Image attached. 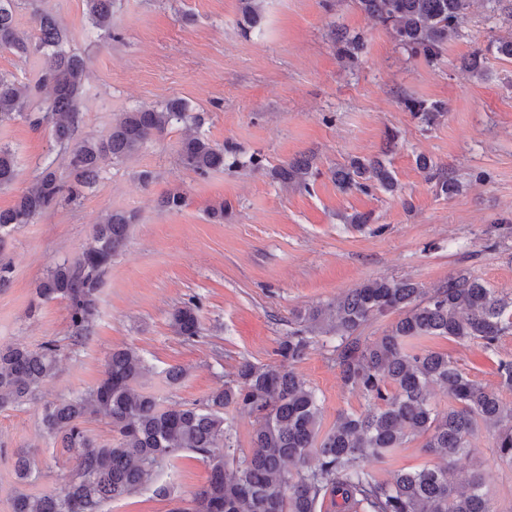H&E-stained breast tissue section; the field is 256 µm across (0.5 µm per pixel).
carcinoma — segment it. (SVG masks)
<instances>
[{
    "label": "carcinoma",
    "mask_w": 512,
    "mask_h": 512,
    "mask_svg": "<svg viewBox=\"0 0 512 512\" xmlns=\"http://www.w3.org/2000/svg\"><path fill=\"white\" fill-rule=\"evenodd\" d=\"M94 28L112 33L116 0H85ZM246 25L258 22L262 0H240ZM473 0H357L359 8L383 26L413 56L434 61L448 35L456 29ZM16 0H0V48L26 59L50 55L35 78L22 83L0 73V123L31 120L30 102L43 88L46 118L53 123L60 147L68 153L67 175L48 164L33 186L15 203L0 209V243L11 231L31 224L61 198L76 200L100 178L101 162L125 159L149 140L163 136L176 123L192 120L189 104L174 99L123 113L103 137L73 142L81 122V105L88 65L85 58L63 49L66 32L50 12L34 16L31 31L19 30ZM342 61L353 64L363 48L359 37L334 31ZM495 51L512 59V38L492 39L476 47L461 67L476 73L485 53ZM404 107L431 126L448 112L443 102L403 98ZM234 152L200 135H190L179 151L183 166L198 175L224 168ZM427 179L445 196L458 190L448 169L426 158L417 159ZM313 175L309 159L285 162L273 176L285 185H306ZM18 170L10 149L0 147V189L11 186ZM345 192L382 189L393 192L397 180L379 158L352 160L335 173ZM134 216L113 210L92 225L93 245L71 261L48 270L37 289L42 300L68 302L73 344L89 336L98 316L97 292L103 271L126 245ZM399 319L382 336L369 341L361 329L371 319L391 313ZM297 328L278 347L280 363L258 365L243 361L235 378L213 391L202 406L173 404L162 408L135 389L145 371L144 360L131 348L109 355L96 387L67 400L43 405L45 432L72 454L75 473L56 494H18L13 512H103L107 503L136 493L151 471L179 451H191L209 464L208 483L192 497V507L178 512H318L326 505L341 512H496L485 492L487 475L475 469L457 484V461L469 455L471 437L484 430L499 459L512 466V409L498 393L469 378L448 355L411 344L430 336L472 342L485 350L496 347L512 329V298L500 295L467 271L448 277L427 292L409 279H376L344 297L294 314ZM178 336L199 335L197 305L185 302L170 314ZM319 336L336 338L334 361L343 385L364 395L360 413L337 418L323 434L315 390L294 370ZM57 345L37 348L23 344L0 347V410L17 408L37 399L41 386L57 371ZM448 392L453 405L440 412L431 403V389ZM257 415L252 448L231 456L233 445L224 410L229 407ZM91 416L106 418L117 443L100 445L86 434ZM423 436V448L435 455L431 467L400 472L390 483L376 478V467L411 437ZM34 470L28 454H16L15 472L27 481Z\"/></svg>",
    "instance_id": "obj_1"
}]
</instances>
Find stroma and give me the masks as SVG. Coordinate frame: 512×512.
I'll use <instances>...</instances> for the list:
<instances>
[{
  "label": "stroma",
  "instance_id": "35a3bbf8",
  "mask_svg": "<svg viewBox=\"0 0 512 512\" xmlns=\"http://www.w3.org/2000/svg\"><path fill=\"white\" fill-rule=\"evenodd\" d=\"M53 13L66 30V49L85 56L83 121L75 140L105 135L124 112L143 105L187 101L212 144L232 145V165L201 176L180 162L184 124L147 142L127 160H104L97 184L75 201H61L33 223L12 232L0 262L13 277L0 288V347L55 341L57 374L37 402L0 411V512H12L18 493L60 490L73 461L42 429L46 402L94 387L112 350L136 349L149 367L139 392L162 405L199 404L233 378L240 362H277V349L293 329V311L334 301L361 284L410 278L433 289L467 270L512 297V59L488 54L481 73L459 64L475 46L512 37V0L489 8L474 0L439 62L413 57L356 0H264L261 21L243 30L240 0H118L114 37L93 29L85 0H21L19 29L34 13ZM361 36L356 63L340 60L333 28ZM448 105L434 126L419 123L401 96ZM0 146L11 149L18 180L0 190L9 208L40 168L65 154L51 122L0 124ZM313 158L307 186H282L271 172L285 161ZM426 156L461 182L453 197L440 194L416 164ZM260 157L261 169L250 160ZM382 158L396 192L339 190L333 173L355 158ZM149 173L142 181L141 173ZM183 192L177 210L158 204ZM224 206V221L209 210ZM111 210L134 212L127 245L101 276L99 314L91 334L73 345L68 304L37 302L36 289L54 264L80 255L91 226ZM363 214L367 223H352ZM195 301L201 334L176 335L172 309ZM422 346L448 354L469 378L498 390L497 363L512 359V332L492 351L440 336ZM185 377L168 383L170 367ZM296 372L314 388L321 429L367 401L343 386L325 340L315 342ZM424 437L408 440L378 468L380 482L401 471L435 464ZM472 468L489 475L486 491L496 512H512V467L503 464L485 432H477ZM34 456L37 472L17 482L15 455ZM210 468L185 451L158 468L140 489L108 503L105 512H171L175 501L156 495L171 483L181 498L205 486Z\"/></svg>",
  "mask_w": 512,
  "mask_h": 512
}]
</instances>
